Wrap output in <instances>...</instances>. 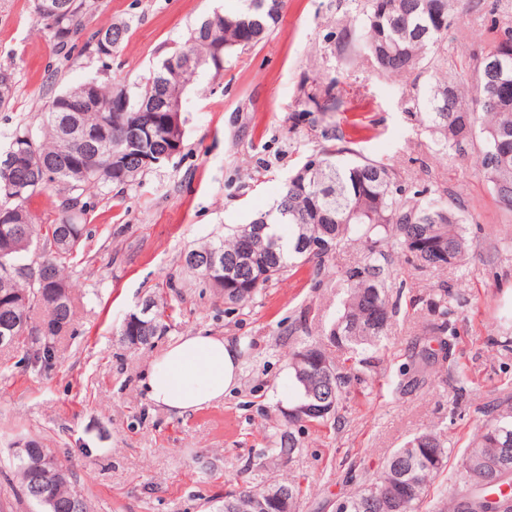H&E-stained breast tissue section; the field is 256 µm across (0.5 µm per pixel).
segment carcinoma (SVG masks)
Instances as JSON below:
<instances>
[{
  "label": "carcinoma",
  "mask_w": 512,
  "mask_h": 512,
  "mask_svg": "<svg viewBox=\"0 0 512 512\" xmlns=\"http://www.w3.org/2000/svg\"><path fill=\"white\" fill-rule=\"evenodd\" d=\"M461 2L368 0L359 40L371 65L390 76L406 75L431 61L435 81L414 99L420 122L442 147L462 156L477 149L478 171L501 209L512 213V28L504 29L488 50L500 53L509 47L502 58L503 74L487 71L479 60L474 82L465 88L464 76L448 73L444 51L448 29L461 17L456 9ZM71 3L66 15L42 16L63 53L81 34V17L90 7L88 0ZM280 16L273 0H233L203 19L185 45L164 57L145 82L127 88L89 78L51 100L42 116L41 134H34L28 124H19L10 133L7 151L18 155V164L7 172L0 168V332L29 345L28 365L51 370L57 362L56 340L71 325L67 270L89 234L83 224L84 198L103 187L122 190L155 168L143 161L152 152L150 144L128 143L121 137L135 121L151 125L159 139L167 134V113L141 111L145 99L155 94L185 99L201 70L222 77L224 64L264 41ZM128 32V23H111L94 32L85 49L99 59L109 58ZM503 77L511 85L506 95L499 92ZM87 89L96 105L80 113L81 122L93 127L106 119L110 124L107 137L95 148L69 141L62 132L64 121L73 116L72 105ZM116 97L127 101L126 108H109ZM300 105L306 112H326L336 108V97L316 78L303 88ZM460 108L470 111V124L461 122ZM333 139L338 141L336 147L322 148L309 157L319 167L304 179L296 173L289 177L270 209L183 255L184 266L199 285L224 295L226 304L245 306L295 265L321 266L327 251L306 247L320 231H325L333 247L353 237L363 242L361 264L336 275V287L343 292L342 312L326 340L305 341L292 353L298 405L328 399L340 403L349 375L340 371L327 345L351 355L381 345L394 316L388 294L394 249L420 270L460 264L472 251L461 209L448 206L445 192L428 198L420 190L407 195L396 167L369 158L346 161L342 156L354 150L343 134ZM49 189L62 194L59 216L53 224H37L25 203ZM245 252L254 256L255 267L239 264ZM192 256L203 264H191ZM448 295L443 283L431 299L437 318L424 326L419 339L414 367L418 383L425 382L423 372L435 361L431 343L451 347L457 336L448 319ZM144 302L152 306L143 317L144 325L122 328V342L131 348L148 346L167 330L158 301L148 297ZM294 423L285 417L262 466L274 468L295 451ZM506 444L512 448V406L497 410L463 450L453 488L434 499L432 512H512V496L500 491L512 483V463L505 471L494 465ZM448 455L440 429L416 434L354 492L337 501L336 512H421L433 480L448 466ZM55 466L63 477L54 482L53 492L65 505L78 492L69 470L58 461ZM12 467L22 494L37 512H43L41 503L29 496V470L15 457ZM274 487L286 490L288 512H296L301 483L288 480ZM263 490L264 485L256 484L225 493L220 512H245V504Z\"/></svg>",
  "instance_id": "obj_1"
}]
</instances>
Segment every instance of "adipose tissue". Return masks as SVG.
Returning <instances> with one entry per match:
<instances>
[{
	"label": "adipose tissue",
	"mask_w": 512,
	"mask_h": 512,
	"mask_svg": "<svg viewBox=\"0 0 512 512\" xmlns=\"http://www.w3.org/2000/svg\"><path fill=\"white\" fill-rule=\"evenodd\" d=\"M240 348L221 336L197 333L170 343L151 360L144 395L177 417L223 398L239 378Z\"/></svg>",
	"instance_id": "ef3b65f1"
}]
</instances>
